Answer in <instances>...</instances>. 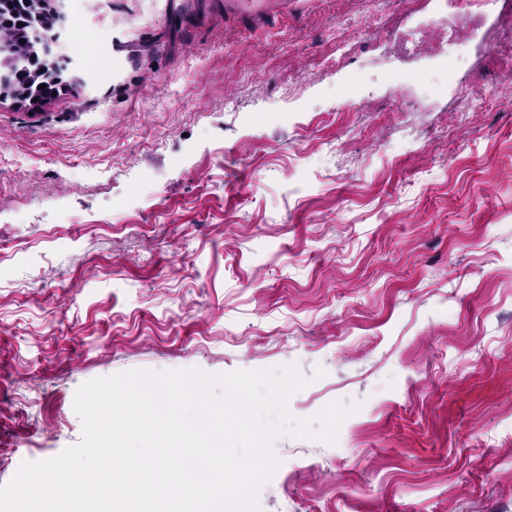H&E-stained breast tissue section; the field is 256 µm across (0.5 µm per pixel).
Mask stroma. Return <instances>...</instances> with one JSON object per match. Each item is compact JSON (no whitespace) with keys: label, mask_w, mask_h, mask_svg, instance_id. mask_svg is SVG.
<instances>
[{"label":"stroma","mask_w":512,"mask_h":512,"mask_svg":"<svg viewBox=\"0 0 512 512\" xmlns=\"http://www.w3.org/2000/svg\"><path fill=\"white\" fill-rule=\"evenodd\" d=\"M53 4L67 90L0 101V485L80 441L91 379L293 364L294 417L361 408L275 440L262 512H512L493 16L443 54L448 0Z\"/></svg>","instance_id":"1"}]
</instances>
